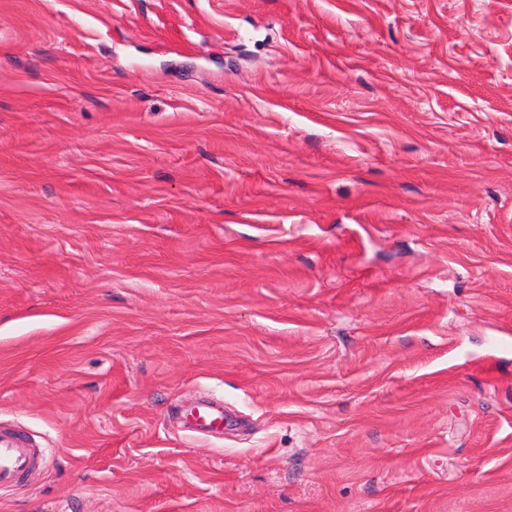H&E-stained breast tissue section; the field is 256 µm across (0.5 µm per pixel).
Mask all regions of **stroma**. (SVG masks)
Segmentation results:
<instances>
[{"mask_svg": "<svg viewBox=\"0 0 512 512\" xmlns=\"http://www.w3.org/2000/svg\"><path fill=\"white\" fill-rule=\"evenodd\" d=\"M0 428V512H512V0H0ZM184 427L190 431L214 435L223 433V407L209 400H200L185 411ZM35 460V453L22 437L0 430V487L18 483Z\"/></svg>", "mask_w": 512, "mask_h": 512, "instance_id": "stroma-1", "label": "stroma"}]
</instances>
